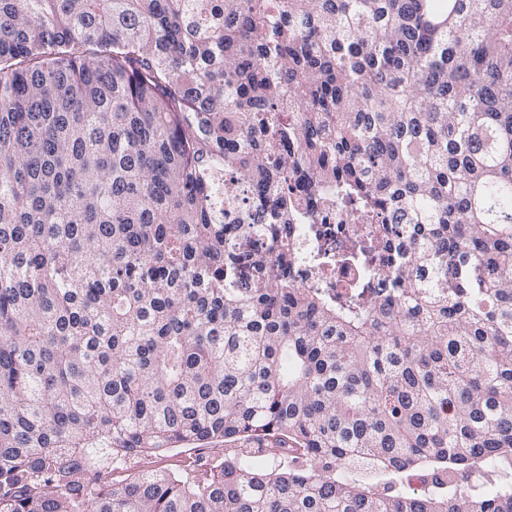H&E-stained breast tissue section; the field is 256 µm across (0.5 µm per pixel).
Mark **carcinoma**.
<instances>
[{"label":"carcinoma","instance_id":"obj_1","mask_svg":"<svg viewBox=\"0 0 512 512\" xmlns=\"http://www.w3.org/2000/svg\"><path fill=\"white\" fill-rule=\"evenodd\" d=\"M305 178L453 294L231 287ZM217 439L277 465L100 479ZM497 472L512 0H0V512H512ZM235 247L236 252L242 260L232 284L236 287H245L250 284L256 276V272L249 261V256L256 251L259 247V243L252 237L241 236L235 241Z\"/></svg>","mask_w":512,"mask_h":512}]
</instances>
